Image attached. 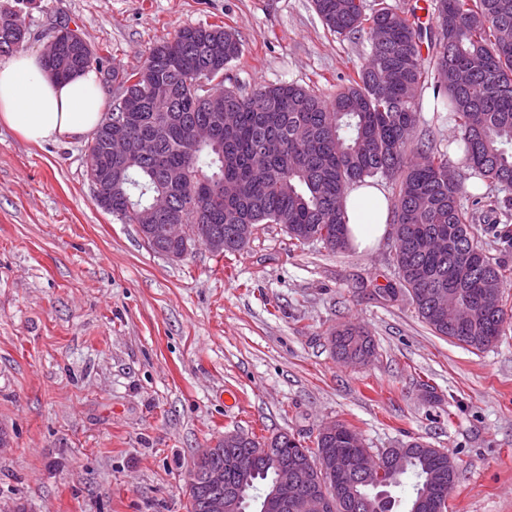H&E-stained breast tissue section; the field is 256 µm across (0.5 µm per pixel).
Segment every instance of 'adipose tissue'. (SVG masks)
I'll list each match as a JSON object with an SVG mask.
<instances>
[{"mask_svg":"<svg viewBox=\"0 0 512 512\" xmlns=\"http://www.w3.org/2000/svg\"><path fill=\"white\" fill-rule=\"evenodd\" d=\"M106 112L94 70L66 80L48 74L39 54L21 52L0 62V123L31 142L80 138L94 132ZM344 216L350 245L375 248L389 229L390 201L368 179L349 186Z\"/></svg>","mask_w":512,"mask_h":512,"instance_id":"ef3b65f1","label":"adipose tissue"}]
</instances>
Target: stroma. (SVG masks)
<instances>
[{"instance_id":"35a3bbf8","label":"stroma","mask_w":512,"mask_h":512,"mask_svg":"<svg viewBox=\"0 0 512 512\" xmlns=\"http://www.w3.org/2000/svg\"><path fill=\"white\" fill-rule=\"evenodd\" d=\"M24 49L67 22L108 63L139 67L177 30L221 24L241 54L224 84L329 96L366 38L331 33L313 0H0ZM89 138L33 144L0 125V505L19 512H187L193 460L227 432L309 441L351 425L372 451L448 452L449 512H512V281L505 333L473 353L436 336L374 249L296 247L276 224L241 252L155 253L93 198ZM375 342L336 360V326ZM434 397H427L426 387Z\"/></svg>"}]
</instances>
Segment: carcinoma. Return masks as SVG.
I'll use <instances>...</instances> for the list:
<instances>
[{
	"label": "carcinoma",
	"mask_w": 512,
	"mask_h": 512,
	"mask_svg": "<svg viewBox=\"0 0 512 512\" xmlns=\"http://www.w3.org/2000/svg\"><path fill=\"white\" fill-rule=\"evenodd\" d=\"M323 24L338 35H371L377 28L389 33L387 42L371 44L356 76L339 86L330 100L296 83L264 86L250 94L224 87L204 96L197 72L210 65L213 77L241 53L235 35L215 24L188 26L154 45L135 69L106 70L118 96L108 112L130 103L132 134L151 137L154 153L125 163L120 182L112 183V216L123 224L136 223V212L149 206L158 191L173 199L180 223L188 230L224 228V252L243 250L250 239L243 226L283 227L293 244L304 247L319 235L331 250L348 246L343 199L346 188L367 178L397 184L393 223L401 225L396 250L400 288L383 292L406 294L423 322L439 336L471 352L495 344L504 331L503 288L512 270L478 246L475 225L489 222L485 196L461 203L465 181L488 182L512 194V0H436L437 24L429 67H424L422 31L411 16L380 0L365 12L363 0H314ZM26 36L21 29L0 28V53L18 52ZM102 68V58L78 50L59 62L45 63L66 78ZM432 89L433 103L446 109L459 132L440 150L420 142L409 153L411 115L421 110V95ZM198 123L213 127L211 141L196 144L191 129ZM106 123L93 133L87 173L102 172L107 158ZM461 155L458 179L448 183L450 152ZM233 183L232 196H199L196 186ZM162 250H176L163 224L150 225ZM475 309L467 322L448 319L439 304L448 293ZM328 342L336 358L367 357L374 343L365 331L343 324ZM358 433L345 423L312 445L287 433L265 439L272 456L257 463L245 477L224 474V490L239 498L238 512L261 505L275 487L280 463H322V452L339 448L351 457L352 468L341 475L342 492L330 512H393L391 489L408 485L404 512H448L444 485L448 453L414 441L402 446L398 471L387 469L394 449L375 454L357 445ZM253 437L224 434L222 453L249 455Z\"/></svg>",
	"instance_id": "carcinoma-1"
}]
</instances>
